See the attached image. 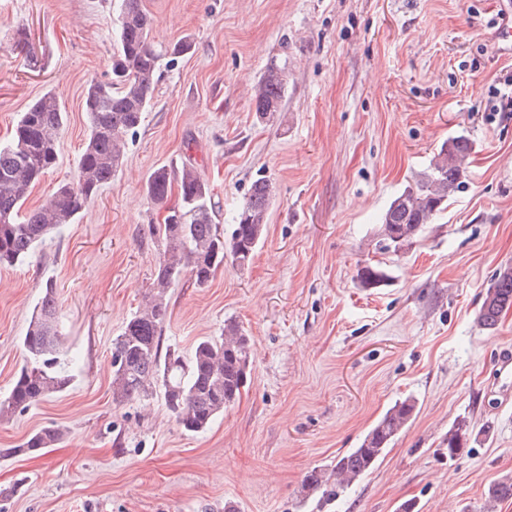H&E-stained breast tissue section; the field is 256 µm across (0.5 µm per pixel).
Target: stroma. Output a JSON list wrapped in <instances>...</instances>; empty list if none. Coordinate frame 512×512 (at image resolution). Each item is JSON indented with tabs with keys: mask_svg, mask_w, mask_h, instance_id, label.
Listing matches in <instances>:
<instances>
[{
	"mask_svg": "<svg viewBox=\"0 0 512 512\" xmlns=\"http://www.w3.org/2000/svg\"><path fill=\"white\" fill-rule=\"evenodd\" d=\"M162 59L154 99L125 160L87 209L16 266L0 269V399L21 340L53 281L72 385L0 417V512H483L512 477V309L477 320L512 267V112L491 111L512 54L497 47L500 0H142ZM118 0H0V143L46 91L64 103L59 159L24 209L74 181L90 82L110 77ZM24 31L27 45L16 43ZM284 67L276 119L255 118L254 86ZM470 145L465 186L411 249L379 247L392 199L449 138ZM194 166L220 224L252 182L276 194L248 268L209 287L168 291L162 343L190 353L235 319L252 340L239 400L202 433L184 432L160 396L112 402V341L153 282L161 209L150 173ZM385 279L362 286L360 268ZM411 423L375 467L316 508L302 480L358 447L396 401ZM473 437L449 458L448 430ZM54 424L55 447H18Z\"/></svg>",
	"mask_w": 512,
	"mask_h": 512,
	"instance_id": "stroma-1",
	"label": "stroma"
}]
</instances>
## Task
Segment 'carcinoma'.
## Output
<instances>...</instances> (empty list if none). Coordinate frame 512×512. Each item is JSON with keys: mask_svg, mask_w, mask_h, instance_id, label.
<instances>
[{"mask_svg": "<svg viewBox=\"0 0 512 512\" xmlns=\"http://www.w3.org/2000/svg\"><path fill=\"white\" fill-rule=\"evenodd\" d=\"M151 28L152 18L141 7V0H121L112 77L107 82L90 83L83 96L89 135L79 157L76 182L59 185L50 200L22 222L17 218L27 193L57 163L58 132L66 110L48 91L20 113L11 140L0 145V268L14 266L50 235L74 223L122 166L126 137L140 126L156 89L160 54L149 41ZM285 89V72L268 67L255 86L257 121H269L281 111ZM469 151L467 139H448L420 178L391 201L382 220L384 250L396 255L411 246L424 226L446 208L448 199L464 185L462 160ZM174 178L181 196L177 221L150 225V233L162 246L152 288L122 333L112 340V402L124 405L156 390L183 430L197 434L240 397L253 366L251 337L238 323L226 321L221 336L198 339L188 357L174 348H163L161 332L169 315L167 293L185 274L198 287H208L226 258L239 269L251 263L262 241L273 186L264 178L253 182L226 238L223 225L215 222L208 184L194 167L185 165L178 172L165 167L154 170L147 180L149 198L163 203ZM384 276V271L373 265L358 273L365 286L380 283ZM510 308L512 268L508 267L487 289L479 323L493 329ZM58 323L55 288L48 281L23 336L24 364L9 395L0 402L1 414L24 411L71 385L73 376L61 366ZM416 408L412 398L395 402L359 447L333 464L307 472L303 488L320 493L321 504L339 497L375 466L385 448L411 422ZM470 435L466 419L453 423L448 430V459L455 457L457 449L467 447ZM62 438L60 428L44 426L26 439L22 450L52 448ZM508 499H512V478L489 486L487 508Z\"/></svg>", "mask_w": 512, "mask_h": 512, "instance_id": "obj_1", "label": "carcinoma"}]
</instances>
